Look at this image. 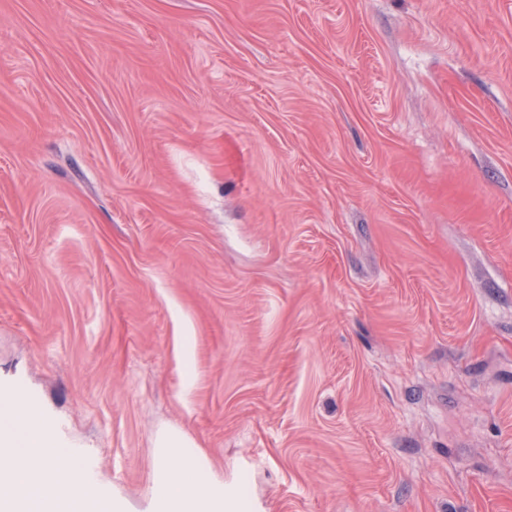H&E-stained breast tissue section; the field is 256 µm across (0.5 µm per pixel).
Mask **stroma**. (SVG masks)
<instances>
[{
  "mask_svg": "<svg viewBox=\"0 0 512 512\" xmlns=\"http://www.w3.org/2000/svg\"><path fill=\"white\" fill-rule=\"evenodd\" d=\"M149 512H512V0H0V393ZM157 448L158 477L151 489L150 512H241L215 482L196 446L178 434L163 438Z\"/></svg>",
  "mask_w": 512,
  "mask_h": 512,
  "instance_id": "stroma-1",
  "label": "stroma"
}]
</instances>
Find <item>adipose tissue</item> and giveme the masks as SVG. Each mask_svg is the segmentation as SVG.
Instances as JSON below:
<instances>
[{
  "label": "adipose tissue",
  "instance_id": "obj_1",
  "mask_svg": "<svg viewBox=\"0 0 512 512\" xmlns=\"http://www.w3.org/2000/svg\"><path fill=\"white\" fill-rule=\"evenodd\" d=\"M150 512H242L226 499L195 445L178 434L159 443ZM85 483L73 449L61 447L22 394L0 397V512H119Z\"/></svg>",
  "mask_w": 512,
  "mask_h": 512
}]
</instances>
